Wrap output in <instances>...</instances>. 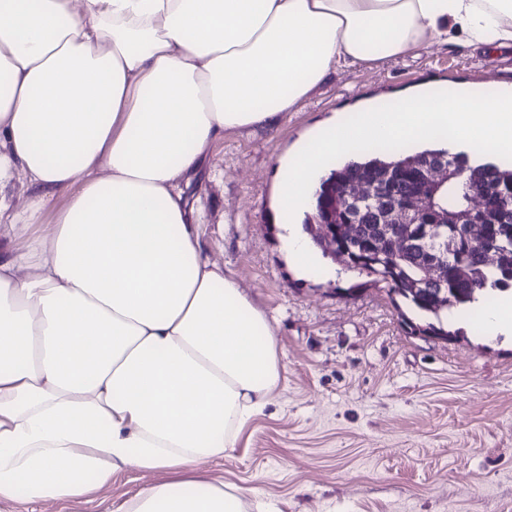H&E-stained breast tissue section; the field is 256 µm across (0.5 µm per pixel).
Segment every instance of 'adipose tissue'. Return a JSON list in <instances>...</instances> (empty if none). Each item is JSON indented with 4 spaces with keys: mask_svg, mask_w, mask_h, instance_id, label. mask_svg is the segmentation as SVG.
Returning <instances> with one entry per match:
<instances>
[{
    "mask_svg": "<svg viewBox=\"0 0 512 512\" xmlns=\"http://www.w3.org/2000/svg\"><path fill=\"white\" fill-rule=\"evenodd\" d=\"M459 36L512 46V0H0V221L23 242L0 257V498L131 465L166 477L115 512H269L187 475L237 448L281 372L182 184L331 68Z\"/></svg>",
    "mask_w": 512,
    "mask_h": 512,
    "instance_id": "obj_1",
    "label": "adipose tissue"
}]
</instances>
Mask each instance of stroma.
<instances>
[{
    "label": "stroma",
    "instance_id": "obj_1",
    "mask_svg": "<svg viewBox=\"0 0 512 512\" xmlns=\"http://www.w3.org/2000/svg\"><path fill=\"white\" fill-rule=\"evenodd\" d=\"M512 82V49L431 44L333 70L272 130L225 132L186 194L202 247L269 317L281 356L273 404L210 476L254 491L272 512H512V342L472 331L412 334L379 286L332 258L300 274L275 208L278 165L313 130L374 101ZM132 467L69 502H0V512H102L133 498Z\"/></svg>",
    "mask_w": 512,
    "mask_h": 512
}]
</instances>
